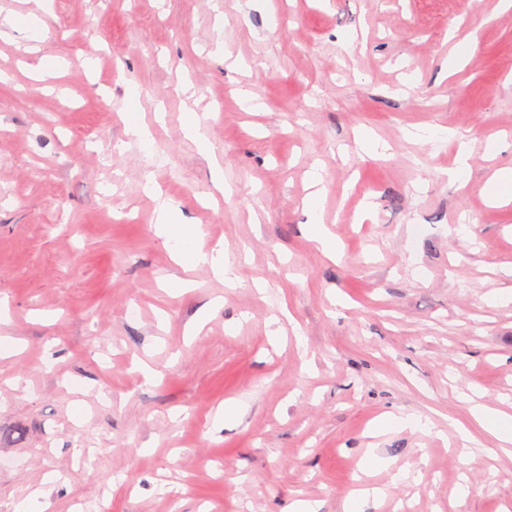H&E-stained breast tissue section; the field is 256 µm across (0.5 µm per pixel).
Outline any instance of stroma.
Segmentation results:
<instances>
[{"label": "stroma", "mask_w": 512, "mask_h": 512, "mask_svg": "<svg viewBox=\"0 0 512 512\" xmlns=\"http://www.w3.org/2000/svg\"><path fill=\"white\" fill-rule=\"evenodd\" d=\"M51 2L36 37L0 35V512L38 492L46 512H343L371 488L364 512H512V456L452 427L472 397L512 413V301L486 300L512 287V204L482 193L512 166V10ZM451 131L470 142L460 182ZM163 201L234 286L176 262ZM389 412L433 426L372 436Z\"/></svg>", "instance_id": "obj_1"}]
</instances>
